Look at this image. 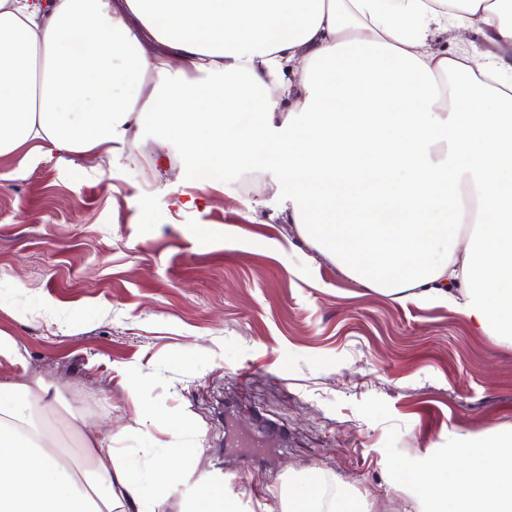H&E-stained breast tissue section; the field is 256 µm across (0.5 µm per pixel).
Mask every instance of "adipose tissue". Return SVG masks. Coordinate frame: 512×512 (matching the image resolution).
<instances>
[{
    "label": "adipose tissue",
    "instance_id": "ef3b65f1",
    "mask_svg": "<svg viewBox=\"0 0 512 512\" xmlns=\"http://www.w3.org/2000/svg\"><path fill=\"white\" fill-rule=\"evenodd\" d=\"M448 31L486 47L433 49ZM147 127L156 162L213 188L271 175L274 216L347 277L512 349V0H0V156L117 163ZM49 391L0 380V512H167L196 449L144 484L111 431L53 423ZM70 428L79 446L57 447ZM406 481L439 512H512V429L459 436ZM284 512L357 505L310 478Z\"/></svg>",
    "mask_w": 512,
    "mask_h": 512
}]
</instances>
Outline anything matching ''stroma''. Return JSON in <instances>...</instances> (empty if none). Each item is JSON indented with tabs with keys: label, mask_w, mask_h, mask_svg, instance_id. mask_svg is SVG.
<instances>
[{
	"label": "stroma",
	"mask_w": 512,
	"mask_h": 512,
	"mask_svg": "<svg viewBox=\"0 0 512 512\" xmlns=\"http://www.w3.org/2000/svg\"><path fill=\"white\" fill-rule=\"evenodd\" d=\"M109 159L0 157V332L23 363L0 377L51 383L114 447L200 454L184 487L245 474L242 512H282L290 475L365 512H428L406 475L441 459L452 432L512 426V350L442 304L362 287L294 225L270 220L262 178L232 170L195 187L180 161L153 172ZM199 200L186 207L189 197ZM253 367L248 380L238 369ZM273 422L262 462L226 453L228 428Z\"/></svg>",
	"instance_id": "35a3bbf8"
}]
</instances>
